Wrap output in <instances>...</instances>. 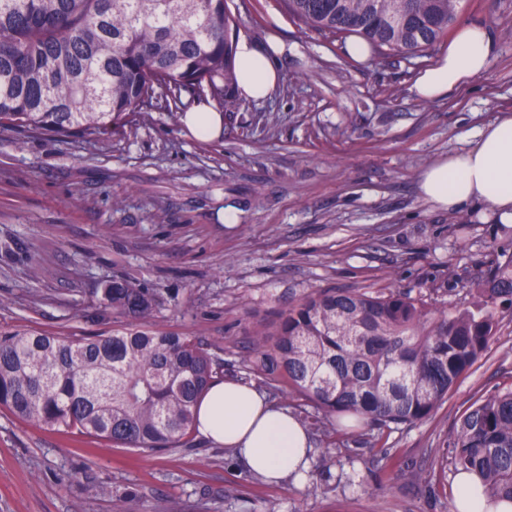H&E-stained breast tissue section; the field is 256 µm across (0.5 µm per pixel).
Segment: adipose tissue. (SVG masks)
Here are the masks:
<instances>
[{"instance_id":"1","label":"adipose tissue","mask_w":512,"mask_h":512,"mask_svg":"<svg viewBox=\"0 0 512 512\" xmlns=\"http://www.w3.org/2000/svg\"><path fill=\"white\" fill-rule=\"evenodd\" d=\"M498 51V41L483 24L455 27L448 48L421 70L412 86L423 100H436L467 88L484 75ZM284 52L274 42L241 37L235 44L237 92L245 99L268 98L280 79L277 59ZM194 137L221 136L224 116L210 101H197L180 118ZM420 194L435 208L455 211L479 206L495 221L512 223V113L504 112L472 137L468 147L423 170ZM196 431L215 444L234 449L246 470L278 483L301 481L310 470L312 443L302 424L255 387L238 380H216L196 408ZM452 512H512V501L493 497L478 475L457 474Z\"/></svg>"}]
</instances>
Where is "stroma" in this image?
I'll return each mask as SVG.
<instances>
[{
    "label": "stroma",
    "mask_w": 512,
    "mask_h": 512,
    "mask_svg": "<svg viewBox=\"0 0 512 512\" xmlns=\"http://www.w3.org/2000/svg\"><path fill=\"white\" fill-rule=\"evenodd\" d=\"M228 4L239 35L286 51L278 88L225 113L220 140L157 109L93 137L0 128V332L110 334L120 322L102 290L126 278L160 298L152 329L197 337L224 377L251 384L241 357L255 333L272 335L311 292L400 289L452 310L468 300L463 283L512 254V223L439 210L418 192L424 168L512 109V0H461L458 23L487 25L499 50L469 89L437 101L411 87L447 41L360 62L285 0ZM230 207L237 223L222 220ZM510 388L507 314L429 419L313 432L314 495L268 484L200 437L117 448L0 408V512H451L448 440L469 407ZM351 471L355 482L340 481Z\"/></svg>",
    "instance_id": "35a3bbf8"
}]
</instances>
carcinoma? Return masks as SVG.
<instances>
[{"mask_svg":"<svg viewBox=\"0 0 512 512\" xmlns=\"http://www.w3.org/2000/svg\"><path fill=\"white\" fill-rule=\"evenodd\" d=\"M305 23L394 53L433 46L460 0H287ZM227 0H0V126L98 136L185 91L232 112L234 37ZM126 327L107 336L0 334V407L39 428L116 447L189 446L198 399L223 364L193 336L144 323L155 293L128 280L103 289ZM450 312L399 289H324L279 314L272 343L257 335L243 363L314 404L321 420L346 414L379 427L429 418L476 363L499 318L512 314V254ZM449 464L477 471L512 501V389L461 418Z\"/></svg>","mask_w":512,"mask_h":512,"instance_id":"1","label":"carcinoma"}]
</instances>
